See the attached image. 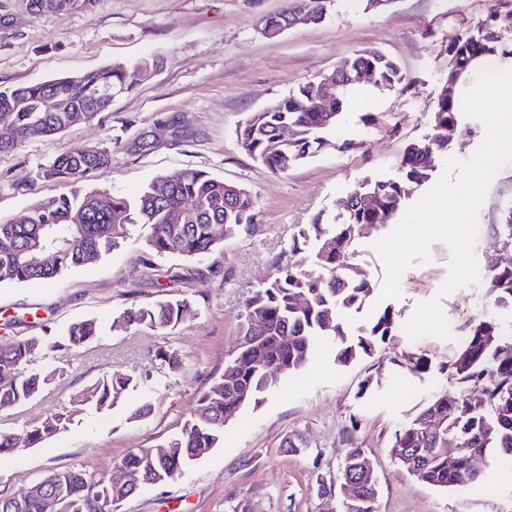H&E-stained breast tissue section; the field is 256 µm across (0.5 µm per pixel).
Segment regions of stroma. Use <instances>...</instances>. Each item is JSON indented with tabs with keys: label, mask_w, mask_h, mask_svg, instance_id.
<instances>
[{
	"label": "stroma",
	"mask_w": 512,
	"mask_h": 512,
	"mask_svg": "<svg viewBox=\"0 0 512 512\" xmlns=\"http://www.w3.org/2000/svg\"><path fill=\"white\" fill-rule=\"evenodd\" d=\"M291 0H95L68 13L10 11L0 25V89L71 76L105 65H134L160 58V67L131 92L114 98L101 119L41 139L20 140L0 155V218L67 192V185L39 179L42 167L69 147L112 146V167L87 183L134 197L157 176L199 168L246 188L255 220L242 225L212 253L194 259L153 257L145 265L141 231L95 265L79 268L51 285H0V343L43 332L56 335L70 323L94 318L107 331L87 347L57 352L60 378L33 401L0 410V431L18 432L50 413L69 408L76 393L109 370L141 378L126 401L108 411L86 410L45 445L0 459V495L13 497L48 471H110L129 450L162 444L194 409L199 392L224 371L237 349L240 314L253 290L278 266L297 260L292 240L299 226L341 205L367 175H398L409 141L429 131L434 102L448 74V42L477 34L490 12L510 56L494 65L512 68V0H394L384 10L363 0H335L326 19L275 39L262 19ZM376 48L395 59L407 78L402 90L357 98L331 143L285 175L270 173L240 149L237 130L251 113L284 97L299 83L331 72L358 50ZM485 137L484 125L459 116L448 132V152L434 157V176L447 157L468 158ZM357 146L336 151L335 142ZM512 206V165L490 183L478 213L475 256L480 281L441 297L451 338L411 340L404 325L416 305L439 297L448 274L449 250L433 244L431 259L408 269L402 294L390 302L398 326L374 354L336 363L324 346L301 372L276 376L259 406L243 409L224 427V445L210 450L165 485L127 499L121 512H339L338 497L315 492L317 477L339 482L350 442L364 448L378 479V512H512V465H491L482 492L438 490L410 477L389 448L398 431L435 392L458 394L460 384L443 368L456 355L470 321L496 314L512 335V310L494 308L488 295L493 262L512 261L504 210ZM382 227H362L351 259L382 286L385 267L371 245ZM175 294L193 314L167 334L111 331L114 317L133 304ZM176 350L180 369L157 360V349ZM416 354L430 366L409 372ZM36 354L27 370L48 362ZM150 403V414L132 411ZM302 438L299 452L282 442Z\"/></svg>",
	"instance_id": "1"
}]
</instances>
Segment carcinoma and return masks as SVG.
Wrapping results in <instances>:
<instances>
[{
  "label": "carcinoma",
  "mask_w": 512,
  "mask_h": 512,
  "mask_svg": "<svg viewBox=\"0 0 512 512\" xmlns=\"http://www.w3.org/2000/svg\"><path fill=\"white\" fill-rule=\"evenodd\" d=\"M55 12L91 6L95 0H16L32 13L43 12V3ZM297 0L293 6L263 19V34L275 38L281 26L294 23L300 14L316 24L326 16L320 3ZM512 55L501 44L481 43L472 36H458L448 43V76L431 113L428 138L405 147L397 178L376 177L361 181L346 198L349 210L340 216L318 214L298 228L293 251L311 247L310 261L290 263L276 270L271 280L256 289L245 303L240 332L248 344L227 361L235 369L234 385L224 377L214 379L199 395L190 417L165 443L167 454L135 448L119 461L128 475L140 477L133 486L112 472L92 474L83 469L52 470L23 498L0 496V512H51L50 497L62 489L71 512H120V505L145 487L174 480L199 456L224 446V413L258 406L270 384L265 367L280 372L299 370L324 340L335 343L336 361L352 362L372 354L396 329L390 306L374 308L358 334L348 333L345 316L370 303L374 285L359 266L349 260L350 245L363 226L390 224L412 189L428 182L432 170L429 153L447 152L448 142L435 138L438 129L455 124L462 111L460 79L474 59ZM159 61L132 67L104 66L75 76L0 89V125L10 126L21 138L56 135L70 126L99 119L108 111L106 96L130 92L148 78ZM357 67L374 71L373 86L393 91L406 76L398 62L376 49H364L343 59L337 69L317 80L299 84L288 95L261 112L250 114L237 134L239 147L274 174H285L315 156L329 144L327 134L337 130L346 112L347 95L359 93L347 81L345 70ZM63 106L61 112L45 109L48 100ZM292 126L295 135L282 140L279 129ZM113 149L104 144L76 145L59 154L39 172L46 182L67 183L73 189L47 204H36L11 219L0 220V283H51L69 271L93 265L130 238L131 227L148 230L147 255L195 258L212 252L243 224L253 222L255 201L242 186L228 183L197 168L176 170L157 177L134 199L106 190L82 191L90 181L112 166ZM366 196L380 200L379 209L363 203ZM489 293L494 305L512 308V264L490 269ZM192 312L191 303L170 295L145 305L125 309L112 328L166 331L182 325ZM104 336L101 324L87 318L71 323L59 336L36 335L0 344V405H25L61 376L60 370L20 373L37 352L44 354L84 348ZM288 337V343L282 338ZM448 374L461 384L480 389L482 399L468 395L452 400L434 394L424 409L396 434L390 453L419 461L413 478L439 489L476 487L487 458L498 454L512 460V341L502 334L489 315L472 321L467 337L448 363ZM137 378L107 372L77 393L72 409L45 416L19 432L0 433V456L34 447L67 430L74 417L88 408L110 409L137 388ZM436 415L441 427L425 430L422 419ZM364 450L347 449L344 470L357 474L353 489L341 482V512H377L373 502L375 481L358 473ZM455 465L448 467V457Z\"/></svg>",
  "instance_id": "cac0c4a2"
}]
</instances>
